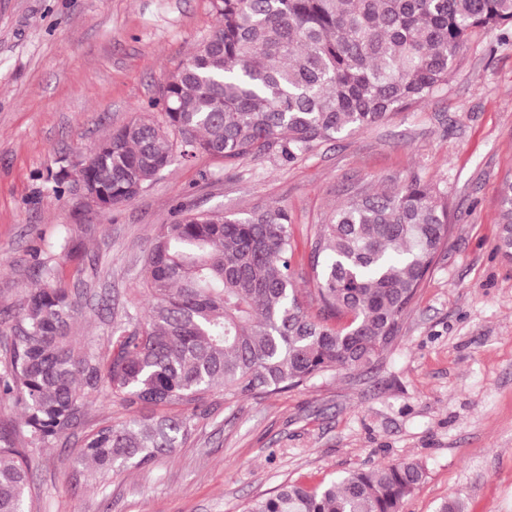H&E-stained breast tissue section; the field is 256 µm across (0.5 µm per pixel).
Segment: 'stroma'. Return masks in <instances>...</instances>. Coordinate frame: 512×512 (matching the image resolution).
I'll list each match as a JSON object with an SVG mask.
<instances>
[{
    "label": "stroma",
    "instance_id": "1",
    "mask_svg": "<svg viewBox=\"0 0 512 512\" xmlns=\"http://www.w3.org/2000/svg\"><path fill=\"white\" fill-rule=\"evenodd\" d=\"M215 25L210 0H0V349L45 263L82 306L78 346L109 353L113 329L149 304L142 256L180 201L238 215L287 208L304 292L319 224L358 190L430 183L448 198V243L372 367L269 397L214 395L175 454L103 479L73 465L86 436L128 415L99 399L33 449L29 512H244L283 483L312 488L396 461L425 471L401 512L451 499L512 512V260L496 250L512 181V33L473 35L442 92L290 163L271 154L228 167L201 154L106 211L55 194L45 178L59 158L146 115Z\"/></svg>",
    "mask_w": 512,
    "mask_h": 512
}]
</instances>
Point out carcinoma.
Returning <instances> with one entry per match:
<instances>
[{"label":"carcinoma","mask_w":512,"mask_h":512,"mask_svg":"<svg viewBox=\"0 0 512 512\" xmlns=\"http://www.w3.org/2000/svg\"><path fill=\"white\" fill-rule=\"evenodd\" d=\"M217 25L196 43L149 105L163 116L112 130L78 174L99 209L135 199L181 160L284 162L448 85L473 32L512 26V0H211ZM144 257V315L102 356L70 336L78 308L41 268L10 325L0 400L25 417L28 445L59 439L100 397L131 415L83 440L76 462L101 476L170 456L208 395H272L369 367L399 335L417 291L448 240V202L417 177L357 193L327 217L310 254L306 312L291 260L288 210L244 216L179 202ZM498 250L512 259V181L502 191ZM180 404L179 417L144 414ZM28 449L0 425V512H25ZM413 461L349 473L309 489L287 483L244 512H400L422 482Z\"/></svg>","instance_id":"1"}]
</instances>
